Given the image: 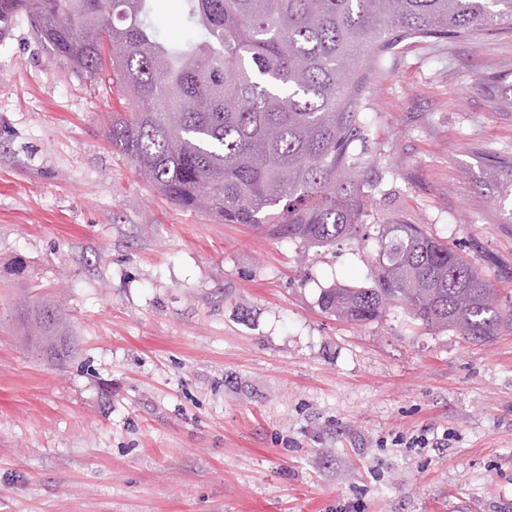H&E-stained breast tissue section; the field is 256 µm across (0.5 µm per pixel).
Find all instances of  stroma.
<instances>
[{"label": "stroma", "mask_w": 512, "mask_h": 512, "mask_svg": "<svg viewBox=\"0 0 512 512\" xmlns=\"http://www.w3.org/2000/svg\"><path fill=\"white\" fill-rule=\"evenodd\" d=\"M359 235L281 241L179 209L105 136L29 19L0 38V512H512V329L492 343L394 308L348 323L386 225L417 224L512 291V29L362 60ZM61 301L48 361L21 308ZM447 433L437 448L399 437Z\"/></svg>", "instance_id": "obj_1"}]
</instances>
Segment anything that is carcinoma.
<instances>
[{
    "label": "carcinoma",
    "instance_id": "carcinoma-1",
    "mask_svg": "<svg viewBox=\"0 0 512 512\" xmlns=\"http://www.w3.org/2000/svg\"><path fill=\"white\" fill-rule=\"evenodd\" d=\"M153 2L0 0V37L25 14L82 79L110 70L132 109L110 112L108 142L170 203L312 247L355 236L365 212L351 174L359 59L512 22V0H182L191 37L174 45ZM371 279L326 288L319 305L355 324L400 307L473 342L512 327V294L414 224L384 229ZM25 325L57 363L69 356L61 306L28 308Z\"/></svg>",
    "mask_w": 512,
    "mask_h": 512
}]
</instances>
